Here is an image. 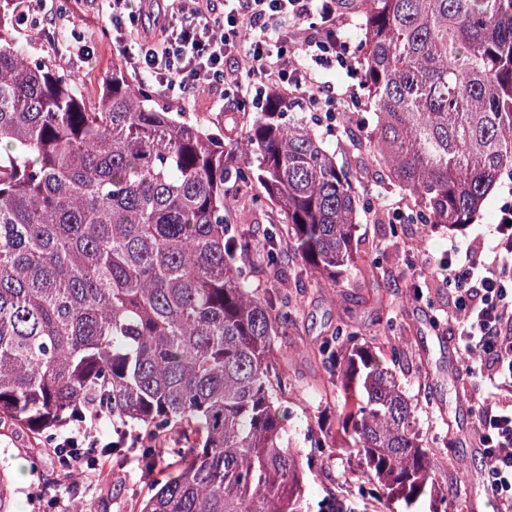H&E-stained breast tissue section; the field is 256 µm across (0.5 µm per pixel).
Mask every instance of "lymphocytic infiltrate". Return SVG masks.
<instances>
[{"mask_svg":"<svg viewBox=\"0 0 512 512\" xmlns=\"http://www.w3.org/2000/svg\"><path fill=\"white\" fill-rule=\"evenodd\" d=\"M115 42L131 70L146 82L186 100L201 87H224L236 101L264 108L271 91L302 92L313 112L334 113L336 92L319 80L317 68L337 63L355 71L356 60L339 33L348 18L338 0H170L176 25L163 36L141 35L145 22L134 0H105ZM316 20L319 35L303 41L302 60L290 58L273 41L285 21ZM237 68H224L226 58ZM412 296L420 301L426 288L450 294L448 322L467 373L489 379L494 392L478 407L474 432L484 462L485 486L498 512H512V204L504 203L489 237L460 247L450 244L439 269L421 268ZM102 411L91 414L55 447L73 448L68 466L84 465L88 449L99 447L95 430Z\"/></svg>","mask_w":512,"mask_h":512,"instance_id":"1","label":"lymphocytic infiltrate"}]
</instances>
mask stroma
<instances>
[{
  "label": "stroma",
  "instance_id": "1",
  "mask_svg": "<svg viewBox=\"0 0 512 512\" xmlns=\"http://www.w3.org/2000/svg\"><path fill=\"white\" fill-rule=\"evenodd\" d=\"M63 2L67 8L64 24L88 46L91 59L77 62L62 51L56 53L55 61L60 69L78 72L86 96L91 97L119 53L112 43V25L100 0ZM321 77L336 88L337 112H357L364 119L362 125L348 129L330 121L325 113L316 115L318 127L335 148L339 163L359 169L353 143L373 128L374 103L363 78L341 68L323 71ZM350 88L355 89V97H346ZM156 101L218 129L232 126L219 90L205 87L183 102L160 92ZM361 171L364 185L358 201L356 250L364 257V265L333 286L310 276H295L290 261L282 272L300 314L288 333L276 339L279 366L288 377V386L279 392L278 400L290 412L287 437L292 445L305 454L314 447L319 450L317 461L305 467L307 512H326L334 499L343 503L346 512H371L379 496L378 491L356 483L353 454L336 453L331 446L338 427L336 403L342 391L320 349L341 329L358 332L364 343L380 344L387 365L416 407L420 432L436 453L439 475L447 480L452 499L465 501L474 496L487 503L489 494L480 479V462L474 450L477 384L463 370L448 369L444 311L450 295L447 289L431 288L418 302L412 299L410 286L416 275L415 259L438 265L449 242L463 246L486 234L489 225L496 223L500 206L512 198V174H502L475 223L451 230L390 223L389 209L405 204V196L388 181L380 166L373 164ZM31 446L30 438L21 430L0 436V466L7 467L13 477L18 512H69V484L58 481L48 455H40L36 466H29L26 458ZM153 479L136 451L126 450L119 458L103 457L98 470L86 471L81 478L86 512H139ZM484 512L496 510L487 503Z\"/></svg>",
  "mask_w": 512,
  "mask_h": 512
}]
</instances>
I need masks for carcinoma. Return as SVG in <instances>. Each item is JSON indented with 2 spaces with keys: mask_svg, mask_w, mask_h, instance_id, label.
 I'll list each match as a JSON object with an SVG mask.
<instances>
[{
  "mask_svg": "<svg viewBox=\"0 0 512 512\" xmlns=\"http://www.w3.org/2000/svg\"><path fill=\"white\" fill-rule=\"evenodd\" d=\"M0 0V431L36 442L94 405L139 427L157 474L140 512H305L285 444L275 339L298 309L278 279L357 268L360 172L278 91L237 136L156 103L119 60L96 99L32 59ZM376 106L354 144L428 223H472L512 169V0H348ZM275 206L258 234L236 212ZM272 276L255 294L251 263ZM336 450L405 512H449L411 398L352 332L336 350ZM171 456L174 462H166ZM13 491L0 470V512Z\"/></svg>",
  "mask_w": 512,
  "mask_h": 512,
  "instance_id": "obj_1",
  "label": "carcinoma"
}]
</instances>
